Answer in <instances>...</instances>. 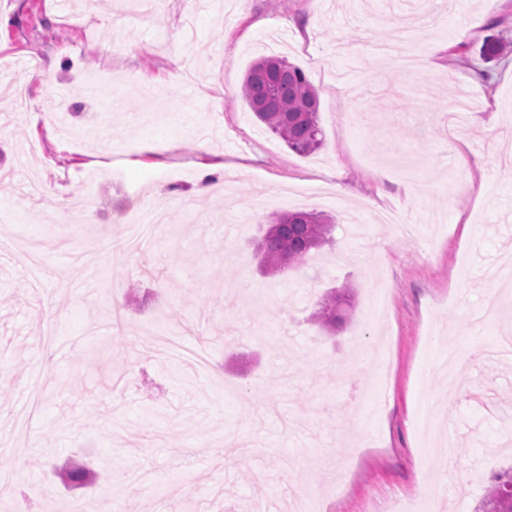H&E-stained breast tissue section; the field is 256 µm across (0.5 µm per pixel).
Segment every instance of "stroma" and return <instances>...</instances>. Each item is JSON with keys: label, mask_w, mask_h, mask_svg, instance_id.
Masks as SVG:
<instances>
[{"label": "stroma", "mask_w": 512, "mask_h": 512, "mask_svg": "<svg viewBox=\"0 0 512 512\" xmlns=\"http://www.w3.org/2000/svg\"><path fill=\"white\" fill-rule=\"evenodd\" d=\"M133 2L0 0V512H267L298 487L320 512H473L512 465V371L470 357L512 290V0ZM490 21L507 52L487 62ZM269 54L318 92L312 154L240 97ZM220 162L234 187L196 195ZM159 196L165 224L130 239L118 213ZM298 209L334 218L335 244L266 274V217ZM331 289L352 305L333 334L308 320ZM106 341L110 393L86 362ZM75 456L96 486L54 478Z\"/></svg>", "instance_id": "35a3bbf8"}]
</instances>
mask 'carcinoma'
Instances as JSON below:
<instances>
[{"label":"carcinoma","instance_id":"carcinoma-1","mask_svg":"<svg viewBox=\"0 0 512 512\" xmlns=\"http://www.w3.org/2000/svg\"><path fill=\"white\" fill-rule=\"evenodd\" d=\"M504 51L500 37L483 40L482 57L490 62ZM243 98L256 118L297 154L315 152L323 144L318 123L316 91L304 73L278 55L263 56L249 67L242 83ZM332 220L310 211H290L269 217L262 242L267 270L301 264L310 252L331 241ZM344 296L332 293L317 303L310 321L324 328L344 322ZM63 482L81 487L95 477L94 471L75 459L59 471ZM476 512H512V467L496 474Z\"/></svg>","mask_w":512,"mask_h":512}]
</instances>
